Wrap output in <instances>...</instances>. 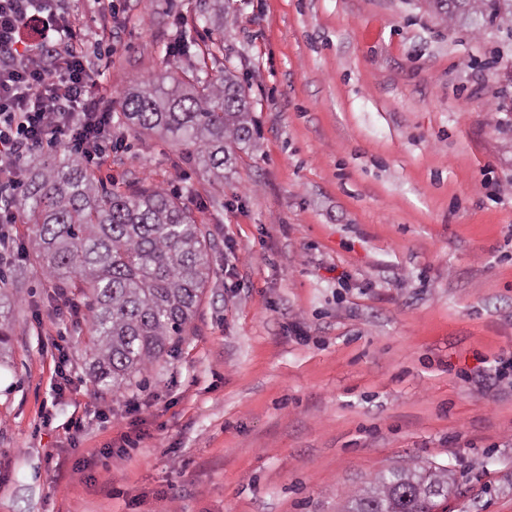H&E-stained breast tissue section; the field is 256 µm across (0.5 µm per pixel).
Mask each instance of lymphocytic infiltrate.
Wrapping results in <instances>:
<instances>
[{
    "label": "lymphocytic infiltrate",
    "mask_w": 512,
    "mask_h": 512,
    "mask_svg": "<svg viewBox=\"0 0 512 512\" xmlns=\"http://www.w3.org/2000/svg\"><path fill=\"white\" fill-rule=\"evenodd\" d=\"M81 33L57 0H0V244L19 211L5 202L40 145L91 167L112 150V103L78 47Z\"/></svg>",
    "instance_id": "f902f5d3"
}]
</instances>
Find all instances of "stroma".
<instances>
[{
  "mask_svg": "<svg viewBox=\"0 0 512 512\" xmlns=\"http://www.w3.org/2000/svg\"><path fill=\"white\" fill-rule=\"evenodd\" d=\"M416 2L227 0L214 25L212 0H61L100 39L103 94L229 70L254 144L216 180L126 132L96 171L166 189L213 241L175 351L122 393L98 392L83 317L55 312L80 293L28 269L0 353V512H341L413 460L453 474L438 512H512V381L466 380L512 356V40Z\"/></svg>",
  "mask_w": 512,
  "mask_h": 512,
  "instance_id": "35a3bbf8",
  "label": "stroma"
}]
</instances>
